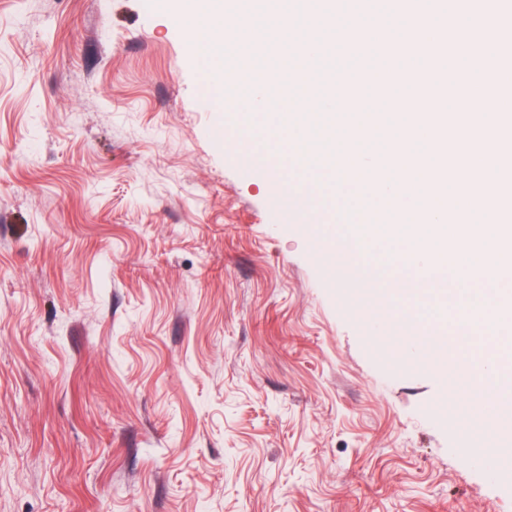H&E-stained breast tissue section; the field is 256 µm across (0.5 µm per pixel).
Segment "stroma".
<instances>
[{
	"mask_svg": "<svg viewBox=\"0 0 512 512\" xmlns=\"http://www.w3.org/2000/svg\"><path fill=\"white\" fill-rule=\"evenodd\" d=\"M0 0V512H512L417 350L470 314L357 260L355 227L216 106L177 4ZM338 21L322 93L382 109Z\"/></svg>",
	"mask_w": 512,
	"mask_h": 512,
	"instance_id": "obj_1",
	"label": "stroma"
}]
</instances>
